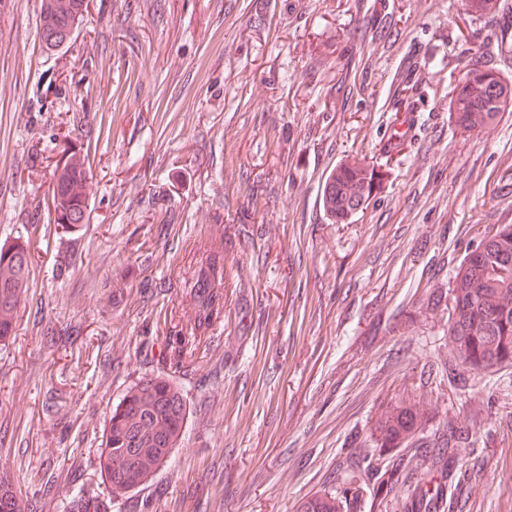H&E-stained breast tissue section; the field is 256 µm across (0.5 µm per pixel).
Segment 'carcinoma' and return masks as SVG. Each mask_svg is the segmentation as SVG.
I'll return each instance as SVG.
<instances>
[{
	"label": "carcinoma",
	"mask_w": 512,
	"mask_h": 512,
	"mask_svg": "<svg viewBox=\"0 0 512 512\" xmlns=\"http://www.w3.org/2000/svg\"><path fill=\"white\" fill-rule=\"evenodd\" d=\"M498 0H467L466 11L477 17L497 9ZM86 0H42V43L48 50L67 45L87 11ZM512 107V81L493 67L473 68L455 85L449 112L463 130L482 128ZM87 173L75 161L64 165L52 186L55 223L76 227L85 223L84 192ZM374 189V176L356 163L347 164L331 176L324 204L338 221L363 209ZM30 255L19 246H0V337L9 336L30 276ZM195 307L164 337L163 361L176 374L191 361L197 346L214 323L224 319V244L215 245L193 283ZM454 348L448 380L463 383L462 374L481 373L512 365V225L508 224L484 240L458 268L450 290ZM189 409L179 386L169 375L147 378L131 386L113 406L103 448L100 473L111 496L127 497L149 482L165 466L181 436ZM423 425L420 412L407 403L385 407L375 423L374 434L382 448H394L373 489L376 498L392 492L407 494V512L430 507L421 474L411 469L402 445L414 443ZM453 424L430 450L438 467L456 448ZM358 494L324 490L303 501L297 512H351ZM0 512H19L12 488L0 482ZM71 512H107V508L79 490L72 497Z\"/></svg>",
	"instance_id": "obj_1"
}]
</instances>
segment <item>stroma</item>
Segmentation results:
<instances>
[{
    "mask_svg": "<svg viewBox=\"0 0 512 512\" xmlns=\"http://www.w3.org/2000/svg\"><path fill=\"white\" fill-rule=\"evenodd\" d=\"M89 0L68 47L41 43V0H0V245L31 259L0 339V480L24 512H69L99 470L112 407L165 366L213 241H226L224 318L174 374L190 414L147 512H296L370 495L371 426L415 404L417 438H463L438 512H512V367L448 384L449 289L481 241L512 224V112L461 130L448 103L474 65L512 79V0ZM416 83L411 104L399 90ZM410 117L401 151L385 145ZM84 157L87 221H53L57 164ZM379 176L337 222L342 163ZM357 489L339 495L334 490H324L303 501L297 512H351V501L358 499Z\"/></svg>",
    "mask_w": 512,
    "mask_h": 512,
    "instance_id": "1",
    "label": "stroma"
}]
</instances>
